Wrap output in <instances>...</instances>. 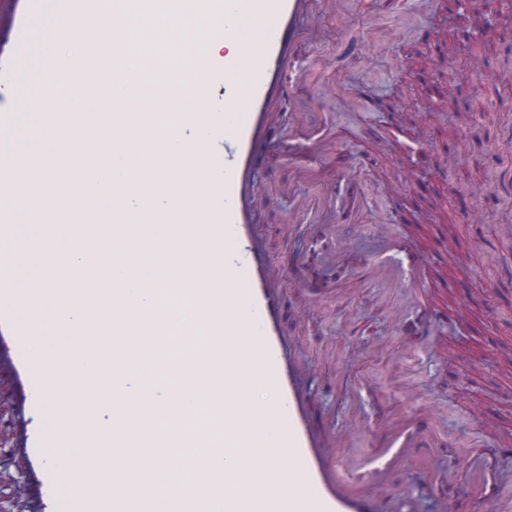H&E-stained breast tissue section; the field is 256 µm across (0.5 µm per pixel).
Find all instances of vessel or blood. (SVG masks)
Segmentation results:
<instances>
[{
    "label": "vessel or blood",
    "mask_w": 512,
    "mask_h": 512,
    "mask_svg": "<svg viewBox=\"0 0 512 512\" xmlns=\"http://www.w3.org/2000/svg\"><path fill=\"white\" fill-rule=\"evenodd\" d=\"M319 0H224V38L257 49L243 55H209L200 35L181 39L189 62L169 74L175 84H187L201 98H209L222 86L227 107L223 124L211 128L207 157L217 175L210 182L208 204L217 216L214 224L196 225L191 233L195 253L190 276L169 282L153 274L140 276L143 287L160 291V301L149 317L117 313L88 333L73 337L71 345L55 352L69 358L74 347L94 348L115 361L132 367L147 361L166 362L172 349L181 357L176 366L177 384L164 398L149 394L128 411L120 387H113L112 417L125 430V445H141V429L157 412H164L166 429L156 437L167 447L165 468L173 473L192 472L189 489H173L178 512H366L362 492L346 480L337 455L317 433L307 395L301 385V368L294 360L278 315L275 276L266 263L251 221L248 198L255 186V158L264 138L270 137L269 113L276 93L287 92L309 77L293 46L305 36V19ZM43 0H29L19 17L15 50L26 54L37 42V20ZM191 12L200 24L212 15L209 0H156L154 6L140 0H112L117 22L115 38H123L128 26L143 28L151 14ZM137 64L127 68V53L112 56L114 71L121 76L128 124L127 138L138 144L153 129L155 112L177 109L175 97L159 99L151 92L150 76L159 69V56L150 51L136 54ZM223 267L224 284L203 288L199 282L215 267ZM60 283L58 302L68 306L81 300L71 282V270L54 266ZM104 286L99 302L126 297L121 278L101 272ZM187 301L197 325L173 332L169 299ZM31 322L15 323L10 307L0 305V388H9L16 401L24 461L25 498L28 512H159L160 501L153 479L141 475L132 482L114 480L111 471L90 456L62 477L54 461L69 455L70 432L53 433L40 419L48 412L45 390L48 379L27 335ZM259 386L270 388L269 406L256 410L249 396ZM80 395L84 406L76 422L93 446L105 436L94 425L107 400L91 371L75 372L62 389L61 399ZM241 448H264L259 488L242 489L237 472H224L215 458Z\"/></svg>",
    "instance_id": "obj_1"
}]
</instances>
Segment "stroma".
Segmentation results:
<instances>
[{
    "mask_svg": "<svg viewBox=\"0 0 512 512\" xmlns=\"http://www.w3.org/2000/svg\"><path fill=\"white\" fill-rule=\"evenodd\" d=\"M510 4L485 10L484 28L471 0H340L315 15L299 49L304 112H276L258 165L254 220L284 329L343 463L366 465L424 417L444 435L366 484L379 512H494L512 498ZM429 60L444 112L421 88ZM320 135L324 158L304 149ZM387 226L424 287L372 276Z\"/></svg>",
    "mask_w": 512,
    "mask_h": 512,
    "instance_id": "stroma-1",
    "label": "stroma"
}]
</instances>
